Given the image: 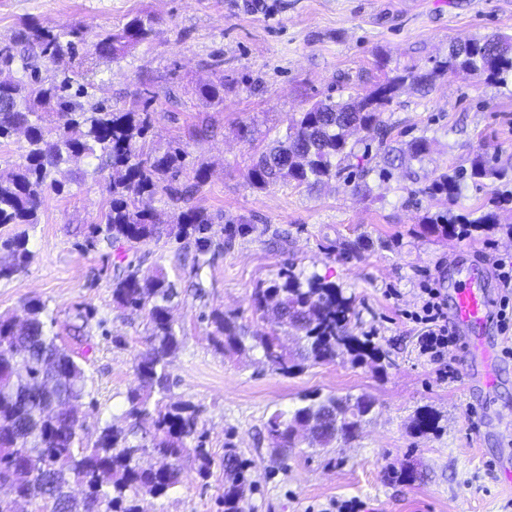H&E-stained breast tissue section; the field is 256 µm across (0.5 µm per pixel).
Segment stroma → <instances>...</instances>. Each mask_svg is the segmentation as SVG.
I'll return each mask as SVG.
<instances>
[{"mask_svg":"<svg viewBox=\"0 0 512 512\" xmlns=\"http://www.w3.org/2000/svg\"><path fill=\"white\" fill-rule=\"evenodd\" d=\"M142 13L156 18L153 36L117 60L92 70L82 57L67 56L41 73L85 77L94 101L115 112L131 108L136 96L149 99L146 151L186 152L175 188L189 191L191 204L221 215L223 223L257 226L204 267V298L181 294L175 317L183 346L169 364L172 394L201 405L215 456L230 437L252 461L256 489L245 512H512V488L496 479L507 442L503 431L482 423L485 397L469 384L463 345L449 347L444 361L429 360L419 352V325L403 316L418 306L424 281L444 288L474 265L486 268L488 290L504 296L493 263L496 255L512 254V234L504 231L512 225V182L468 183L446 198L408 195L401 172L384 183L370 180L367 195L340 180L312 191L282 181L256 191L246 179L253 158L310 103L365 94L411 67L431 70L457 41L512 34V0H0V41L24 19L92 35ZM219 77L223 103L201 98L198 87ZM382 118L402 140L429 138V154L413 165L419 176L469 166L478 154L512 166V75L490 81L448 74L426 94L406 87ZM243 125L251 131L246 141L238 135ZM201 129L207 137H198ZM201 166L207 179L198 185L194 173ZM93 167L84 158L57 173L64 191L44 194L40 222L29 232V265L0 280V313H21L26 300L40 299L66 345L75 307L96 309L104 325L92 330L84 367L98 401L93 416L104 421L127 408L145 322L112 306L105 269L114 250L82 247L84 228L109 206ZM75 170L83 179H72ZM477 208L496 213L498 230L446 238L423 229L425 216ZM354 240L360 249L353 257L342 244ZM287 263L351 296L349 328L371 341L373 356L346 353L283 375L262 363L259 352H214L203 314L238 313L249 336L270 331L271 319L252 314L250 295ZM445 364L452 376L442 381ZM314 394L363 395L373 407L356 441L303 444L279 463L268 418ZM424 409L437 416V430L413 429ZM408 467L419 480L396 479ZM223 490L221 468L205 481L188 468L173 492L145 497L142 506L145 512H224Z\"/></svg>","mask_w":512,"mask_h":512,"instance_id":"stroma-1","label":"stroma"}]
</instances>
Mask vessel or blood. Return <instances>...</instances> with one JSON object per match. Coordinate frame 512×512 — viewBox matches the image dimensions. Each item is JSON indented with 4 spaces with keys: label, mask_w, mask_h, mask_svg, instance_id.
I'll use <instances>...</instances> for the list:
<instances>
[{
    "label": "vessel or blood",
    "mask_w": 512,
    "mask_h": 512,
    "mask_svg": "<svg viewBox=\"0 0 512 512\" xmlns=\"http://www.w3.org/2000/svg\"><path fill=\"white\" fill-rule=\"evenodd\" d=\"M453 292V316L464 333L466 356L473 366V378L486 393H494L498 386L494 368L498 343L485 334L488 322L495 317L494 303L481 276L474 271L458 280Z\"/></svg>",
    "instance_id": "b4317fda"
}]
</instances>
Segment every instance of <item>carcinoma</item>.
Returning <instances> with one entry per match:
<instances>
[{"label":"carcinoma","mask_w":512,"mask_h":512,"mask_svg":"<svg viewBox=\"0 0 512 512\" xmlns=\"http://www.w3.org/2000/svg\"><path fill=\"white\" fill-rule=\"evenodd\" d=\"M154 26L153 16L139 14L89 42L79 27L64 29L29 21L21 24L12 41L0 44V141L10 139L19 128L27 130L21 162L0 167V226L39 223L42 195L48 190L64 191L54 174L79 156L98 159L96 173L105 182L110 201L101 222L88 226L87 245L94 248L103 242L122 248L165 236L180 243V266L200 293L202 269L224 246L252 233L256 225L224 226L195 205L179 208L173 221L165 224L156 212L140 208L143 195L164 192L180 199L172 183L182 173L185 151L144 152L142 140L152 123L147 108L107 111L85 100V87H73L71 77L45 82L38 75L39 62L73 56L80 44L90 45L88 58L117 59L128 48L149 40ZM461 72L482 74L489 80L512 72V36L472 38L464 48L450 50L431 71L407 69L350 102L329 96L316 101L297 113L285 134L273 139L253 161L247 171L249 186L262 191L283 180L313 190L341 179L356 156L349 141L354 128L374 132L382 149L377 164L361 170L355 190L368 187L366 178L372 173L385 182L401 169L411 181L418 180L412 162L420 163L428 155L430 140L422 134L399 142L392 136L393 126L380 115L404 85L426 93L438 76ZM199 93L212 102L224 101V79L202 85ZM504 178L505 170L478 154L470 169L436 174L419 192L451 197L469 179ZM496 225V214L481 210L466 215L439 212L423 222L427 232L442 237L459 230L489 232ZM2 251L11 256V262L0 265V279L27 267L30 251L25 233L0 239ZM110 288L114 308L144 315L146 348L135 360L136 383L127 391L126 411L97 423L92 441L84 436V418L70 413L87 395L85 368L51 332L54 319L45 303L28 300L22 319L0 314V485H7L14 495L0 497V512H15V499L40 501L50 512H142L143 495L166 496L180 485L184 460L191 461L201 480L212 475L215 458L208 447L201 407L168 399L169 358L183 344L182 331L171 317L180 295L176 283L162 267L145 272L141 260L123 256L113 263ZM250 307L261 317L279 313L304 342L302 348L289 351L275 333L249 337L238 314L214 309L204 319L215 351L258 349L267 364L284 375L306 361L331 362L343 351L358 357L367 351V342L348 329L351 298L315 274L296 271L292 263L253 289ZM95 315L91 307L78 310L70 326L74 339L90 336ZM371 408L372 402L364 396L306 397L294 410L272 414L266 428L285 457L299 443L294 433L298 423H314L316 435L310 437V444L326 448L356 439ZM436 428L432 411L417 414L414 429L418 432ZM220 465L224 512H245L254 482L247 461L230 440L224 442Z\"/></svg>","instance_id":"1"}]
</instances>
